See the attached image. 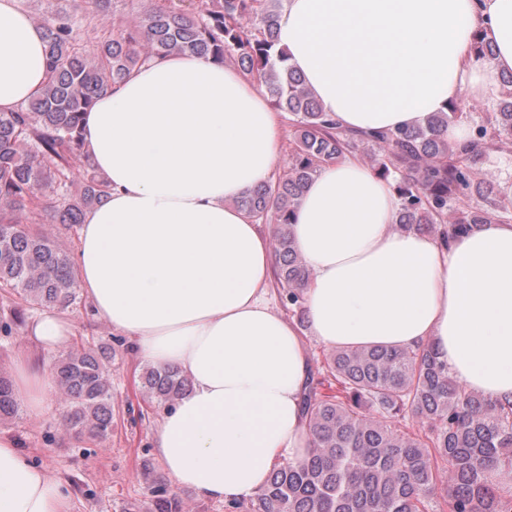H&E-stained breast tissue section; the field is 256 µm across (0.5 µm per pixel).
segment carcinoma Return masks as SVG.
<instances>
[{
  "label": "carcinoma",
  "mask_w": 512,
  "mask_h": 512,
  "mask_svg": "<svg viewBox=\"0 0 512 512\" xmlns=\"http://www.w3.org/2000/svg\"><path fill=\"white\" fill-rule=\"evenodd\" d=\"M280 0H190L188 8H155L133 19L94 53L77 47L76 12L61 9L42 25L49 79L21 112L0 113V288L31 307L66 309L79 299L76 270L51 236L34 232L18 214L45 197L58 176L79 164L82 191L49 205L50 220L65 230L102 200L107 184L84 153V116L98 98L149 58L169 54L234 59L259 81L276 109L292 117L296 149L277 182L235 199L257 221L274 225L275 278L292 311L306 319L304 290L311 271L295 247L290 227L304 191L326 164L359 144L378 150L374 173L393 180L398 224L443 239L472 225L498 222L487 208L448 219V204L470 189L473 170L488 145L476 127L473 147L448 142L449 120L439 112L423 126L361 134L336 126L276 48ZM497 136H512V91L498 103ZM63 422L79 438L112 433V369L97 350L78 346L52 362ZM142 387L158 402H173L189 380L174 368H148ZM10 381L0 376V419L18 411ZM311 436L300 460L276 465L250 499L248 512H428L439 462L448 466V512H512V485L495 480L512 471V402L493 403L466 390L432 347L337 348L325 370L311 377L303 401ZM417 424L427 432L410 429ZM152 512H185L165 486L151 489Z\"/></svg>",
  "instance_id": "carcinoma-1"
}]
</instances>
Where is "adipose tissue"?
I'll list each match as a JSON object with an SVG mask.
<instances>
[{
    "label": "adipose tissue",
    "mask_w": 512,
    "mask_h": 512,
    "mask_svg": "<svg viewBox=\"0 0 512 512\" xmlns=\"http://www.w3.org/2000/svg\"><path fill=\"white\" fill-rule=\"evenodd\" d=\"M477 34L491 60L472 52ZM275 37L342 129L394 131L497 93L512 72V0H284ZM46 79L42 28L20 0H0V112L24 108ZM83 139L108 192L79 231L82 292L144 362L191 382L162 412L155 454L175 488L250 498L274 465L310 446L311 362L271 305L268 240L234 204L273 180L279 114L238 70L171 54L103 93ZM397 212L393 187L351 157L308 185L291 229L312 273L313 336L335 348L427 344L468 390L512 402V222L444 242L396 230ZM71 333L55 309L29 324L48 352ZM16 366L17 398L40 410L49 365L21 355ZM71 508L60 483L0 432V512Z\"/></svg>",
    "instance_id": "ef3b65f1"
}]
</instances>
